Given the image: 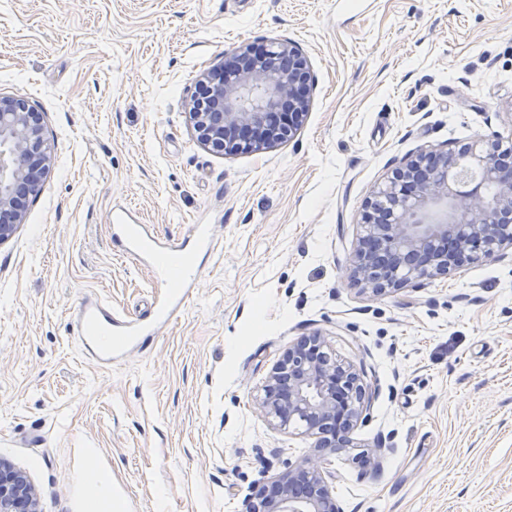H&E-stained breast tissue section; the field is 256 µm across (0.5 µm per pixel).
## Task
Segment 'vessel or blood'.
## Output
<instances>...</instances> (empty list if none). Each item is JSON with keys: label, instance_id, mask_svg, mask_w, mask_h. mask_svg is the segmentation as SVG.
<instances>
[{"label": "vessel or blood", "instance_id": "obj_1", "mask_svg": "<svg viewBox=\"0 0 512 512\" xmlns=\"http://www.w3.org/2000/svg\"><path fill=\"white\" fill-rule=\"evenodd\" d=\"M112 230L126 253L150 264L161 279H176L179 289L158 301L148 320L117 315L97 297H88L79 303L71 319L74 338L102 367L111 366L139 347L185 307L199 273L192 258L197 253L213 252L215 247L212 227L208 224L192 225L182 242L167 243L131 214L122 212L113 214Z\"/></svg>", "mask_w": 512, "mask_h": 512}]
</instances>
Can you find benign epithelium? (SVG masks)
Listing matches in <instances>:
<instances>
[{
	"instance_id": "7a95c632",
	"label": "benign epithelium",
	"mask_w": 512,
	"mask_h": 512,
	"mask_svg": "<svg viewBox=\"0 0 512 512\" xmlns=\"http://www.w3.org/2000/svg\"><path fill=\"white\" fill-rule=\"evenodd\" d=\"M311 75L297 44L273 39L224 52L184 104L201 144L228 154L262 151L290 139L308 113ZM481 172L463 184L461 159ZM52 147L42 114L24 100L0 96V245L26 218L40 191ZM512 251V144L480 137L458 149L419 153L395 168L365 200L363 224L348 260L349 283L372 297L393 295ZM364 369L336 357L320 330L299 337L273 364L253 408L269 426L315 439L314 452L268 481L269 493L247 499L246 512H342L327 458L355 448L379 389ZM39 493L22 469L0 459V512H40Z\"/></svg>"
}]
</instances>
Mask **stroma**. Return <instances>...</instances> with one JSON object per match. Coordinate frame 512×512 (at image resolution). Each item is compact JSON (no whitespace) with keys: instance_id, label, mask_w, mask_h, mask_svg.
Returning <instances> with one entry per match:
<instances>
[{"instance_id":"obj_1","label":"stroma","mask_w":512,"mask_h":512,"mask_svg":"<svg viewBox=\"0 0 512 512\" xmlns=\"http://www.w3.org/2000/svg\"><path fill=\"white\" fill-rule=\"evenodd\" d=\"M296 41L303 125L264 152L201 145L183 104L225 51ZM0 95L41 112L55 162L0 245V458L41 512H86L81 460L112 512H242L313 439L253 396L322 330L379 383L356 447L330 456L344 512H512V257L381 298L347 282L371 190L405 157L512 142V0H0ZM133 211L177 242L213 227L186 308L126 363L79 352L90 294L149 318L169 288L112 241ZM388 453L367 471L365 447Z\"/></svg>"}]
</instances>
